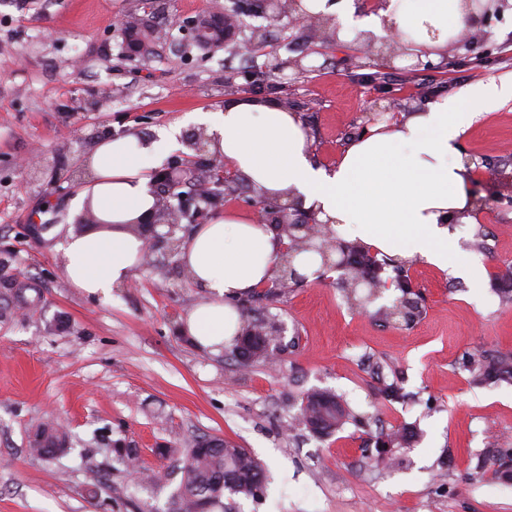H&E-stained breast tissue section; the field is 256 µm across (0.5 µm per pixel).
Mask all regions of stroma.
Here are the masks:
<instances>
[{
  "label": "stroma",
  "mask_w": 512,
  "mask_h": 512,
  "mask_svg": "<svg viewBox=\"0 0 512 512\" xmlns=\"http://www.w3.org/2000/svg\"><path fill=\"white\" fill-rule=\"evenodd\" d=\"M215 0H12L0 8V512H169L180 475L177 449L218 436L253 452L268 480L235 512H512V479H472L485 448L512 449V385L480 388L461 367L477 350H512V304L499 274L512 266V208L490 207L450 234L474 281L424 259H407L421 296L412 324L379 320L385 290L361 310L348 304L336 273L281 289L263 313L283 327L276 364L245 366L229 348H197L181 328L208 295L164 251L139 265L133 285L110 301L72 288L57 250L74 229L68 180L98 142L150 137L173 126L195 128L198 111L227 99L291 94L312 142V160L335 164L359 127L408 112L422 87L452 90L512 77V19L492 29L487 63L444 72L415 70L408 58L385 83L393 111L376 106L370 84L342 66L348 50H311L305 71L275 69L299 32L280 21L281 40L255 55L226 46L209 53L187 31L169 30L176 13L195 19ZM138 17L163 31L146 58L125 52L121 19ZM512 100L466 131L461 150L479 163L491 196H512ZM489 248L477 250L478 227ZM34 288L36 307L15 306L11 292ZM389 363L383 378L369 358ZM403 388V403H383L382 383ZM330 389L372 430L407 426L414 448L385 468L362 453L354 425L326 438L291 428L300 392ZM51 417L71 436L53 459L33 456L28 432ZM165 472L134 487L115 447ZM98 488V499L89 491Z\"/></svg>",
  "instance_id": "35a3bbf8"
}]
</instances>
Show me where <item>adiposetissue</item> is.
I'll list each match as a JSON object with an SVG mask.
<instances>
[{
	"mask_svg": "<svg viewBox=\"0 0 512 512\" xmlns=\"http://www.w3.org/2000/svg\"><path fill=\"white\" fill-rule=\"evenodd\" d=\"M397 11L380 8L356 18L352 4L302 0L312 14L334 16L341 41L360 31L385 35L396 26L428 60L448 52V34L463 28L461 0H400ZM512 99V79L462 88L403 114L400 121L371 126L352 141L333 167L314 164L302 120L276 101L236 98L202 114L210 150L252 189L281 202H297L342 237H356L382 254L418 256L440 269L450 264L451 222L466 210L473 176L460 140L481 106ZM177 142L175 131L157 138L118 136L98 143L84 163L86 184L70 201L111 222L69 234L62 250L68 282L87 295L109 298L140 264L144 242L129 224L153 212V171ZM280 243L249 216L229 211L197 225L181 254L194 283L209 299L188 315L183 331L201 348L218 351L238 326L234 298L273 276Z\"/></svg>",
	"mask_w": 512,
	"mask_h": 512,
	"instance_id": "adipose-tissue-1",
	"label": "adipose tissue"
}]
</instances>
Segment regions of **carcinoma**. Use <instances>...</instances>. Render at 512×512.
<instances>
[{
  "mask_svg": "<svg viewBox=\"0 0 512 512\" xmlns=\"http://www.w3.org/2000/svg\"><path fill=\"white\" fill-rule=\"evenodd\" d=\"M343 252L349 260L345 277L351 278L358 271L373 270L386 260L378 259L371 247L359 241L343 243ZM380 275H373V282L365 284L367 293L354 300L368 305L380 298L383 289L378 282ZM402 292L401 301L411 306V317L419 316L418 302L410 298L413 284L407 276L396 281ZM278 337L273 326H257L250 320L239 323L232 347V354L242 359V364L263 363L268 349L276 348ZM463 368L469 373L470 382L476 386H494L512 383V351L480 350L465 356ZM296 421L315 437L331 436L346 424L364 429V433L384 448H412L416 434L402 427L392 432L368 430L369 419L357 416L333 392L323 389L305 391L299 396ZM70 449L68 431L53 421L39 424L33 432L30 450L39 456L54 458ZM181 482L174 494L173 512H210L221 503L224 496L255 498L262 492L265 470L263 464L245 448L216 436L202 437L182 451ZM476 474L512 475V452L500 448H485L477 456Z\"/></svg>",
  "mask_w": 512,
  "mask_h": 512,
  "instance_id": "carcinoma-1",
  "label": "carcinoma"
}]
</instances>
